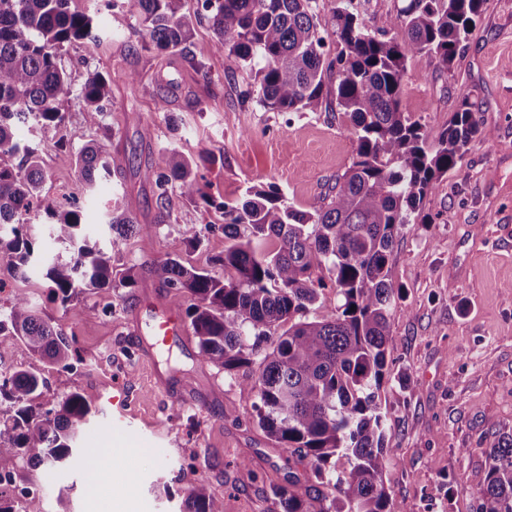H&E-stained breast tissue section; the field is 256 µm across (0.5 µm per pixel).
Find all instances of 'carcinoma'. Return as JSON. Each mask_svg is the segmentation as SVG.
I'll list each match as a JSON object with an SVG mask.
<instances>
[{"label":"carcinoma","instance_id":"carcinoma-1","mask_svg":"<svg viewBox=\"0 0 512 512\" xmlns=\"http://www.w3.org/2000/svg\"><path fill=\"white\" fill-rule=\"evenodd\" d=\"M69 0H0V255L15 277L42 269L64 308L79 294L112 285L116 246L138 230L120 195L105 213L109 239L84 228L82 205L66 206L42 190L45 172L39 145L22 143L16 126L48 133L64 120L61 105L72 97L89 123L104 115L110 93L102 71L80 87L62 64L65 48L102 40L94 17L72 12ZM135 46L189 62L208 79L204 53L193 50V19L186 0H135ZM329 3L337 38L325 59L320 4ZM399 31L377 35L352 9V0H197L199 15L216 35L214 48L237 60L262 63L257 89L240 95L277 112L321 109L329 73L332 96L356 137V156L330 193L305 210L274 189L253 185L234 204L223 203L224 254L215 263L224 278L169 256L142 266L162 284L189 295L185 310L200 357L227 374L254 366L255 422L267 437L308 460L305 494L276 486L283 512H400L384 482L392 451L387 413L379 391L390 373L387 359L391 311L400 289L390 279L393 246L437 180L455 168L477 133L469 104L462 102L448 128L430 144L422 126L401 108L408 55L426 53L450 69L485 0H404ZM70 163L87 195L112 176L106 152L85 144ZM197 162L170 151L162 172L149 171L161 209L176 189L184 199L211 204L196 179ZM63 251L44 249L37 219ZM188 225L189 248L210 230ZM256 240L271 242L263 250ZM340 298L336 312L307 318L319 291ZM51 365L72 367L74 339L50 317L39 315L22 292L0 305V344ZM46 380L31 368L0 373V478L23 463L46 470L80 460L76 442L91 408L72 391L43 400ZM347 466L337 467L336 460ZM488 469L478 512H512V439L487 450ZM0 512H45L35 492L21 499L0 496ZM179 512H224V504L200 484Z\"/></svg>","mask_w":512,"mask_h":512}]
</instances>
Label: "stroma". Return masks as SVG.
<instances>
[{
	"label": "stroma",
	"instance_id": "1",
	"mask_svg": "<svg viewBox=\"0 0 512 512\" xmlns=\"http://www.w3.org/2000/svg\"><path fill=\"white\" fill-rule=\"evenodd\" d=\"M69 8L94 15L105 35L101 45L70 47L63 62L77 85L95 68L108 71L106 115L90 124L74 98L62 104L66 119L47 138L26 126L17 135L39 142L44 188L58 196L85 197L69 149L94 141L116 159L117 173L85 206L87 224L100 228L108 201L120 194L139 222V233L112 250L115 273L177 255L223 277L214 263L224 252L219 203L263 184L303 209L351 165L356 139L334 105L318 112L240 108L238 93L253 86L254 72L213 50L207 23L195 24L193 42L207 58L209 87L188 65L129 48L133 0L116 8L69 0ZM407 69L402 109L428 142L465 99L478 132L424 198L427 225L401 234L390 258V278L404 295L391 317V376L379 392L394 436L384 479L402 512H476L486 450L512 436V0H486L451 69L424 53L409 57ZM163 96L169 105L162 112ZM173 149L198 161L197 177L214 203L171 192L161 222L144 173L164 169ZM187 224L212 227L198 249L182 243ZM17 287L74 337L79 363L50 366L6 345L0 366L35 368L48 381L46 398L75 390L92 409L78 440L86 469L17 474L20 486L42 493L46 512H119L127 503L134 512H179L199 484L223 501L224 512H282L272 486L292 479L304 492L305 462L255 425L251 370L228 375L201 361L191 335L153 347L156 316L171 306L185 311L188 295L143 274L133 287L98 288L65 308L45 278L15 280L0 258V294Z\"/></svg>",
	"mask_w": 512,
	"mask_h": 512
}]
</instances>
